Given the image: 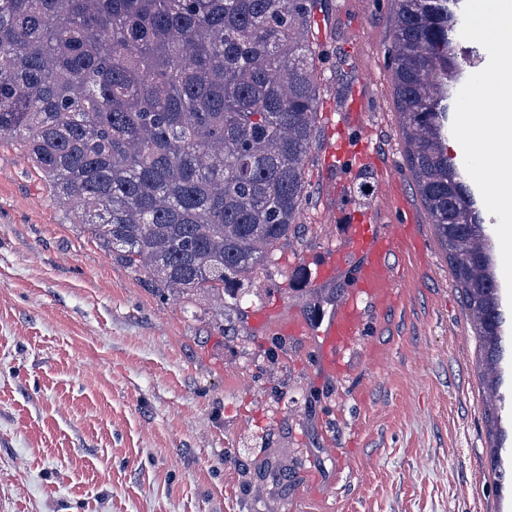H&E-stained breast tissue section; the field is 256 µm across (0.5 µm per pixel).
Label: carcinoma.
<instances>
[{
  "label": "carcinoma",
  "mask_w": 512,
  "mask_h": 512,
  "mask_svg": "<svg viewBox=\"0 0 512 512\" xmlns=\"http://www.w3.org/2000/svg\"><path fill=\"white\" fill-rule=\"evenodd\" d=\"M462 0H394L418 194L488 370L503 326L475 194L448 155ZM319 0H0V135L92 237L175 295L237 296L307 199Z\"/></svg>",
  "instance_id": "1"
}]
</instances>
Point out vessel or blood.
<instances>
[{
	"label": "vessel or blood",
	"instance_id": "1",
	"mask_svg": "<svg viewBox=\"0 0 512 512\" xmlns=\"http://www.w3.org/2000/svg\"><path fill=\"white\" fill-rule=\"evenodd\" d=\"M364 120L360 102L351 101L336 124V141L328 154L340 166L347 162L357 168L371 165L379 191L395 189L399 177L392 165L372 151L369 135H361L354 142L348 139V128L363 125ZM344 188V181L327 182V211L332 221L343 222L344 230L339 245L329 249L317 264L312 284L317 287L348 274L352 285L326 320L312 322L292 313L275 326L283 336L317 338V365L335 378L350 370V356L359 346L367 307L383 309L399 301L392 259L407 252L411 241L419 237L418 225L385 223L379 208L360 210L339 205Z\"/></svg>",
	"mask_w": 512,
	"mask_h": 512
}]
</instances>
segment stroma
<instances>
[{
  "instance_id": "1",
  "label": "stroma",
  "mask_w": 512,
  "mask_h": 512,
  "mask_svg": "<svg viewBox=\"0 0 512 512\" xmlns=\"http://www.w3.org/2000/svg\"><path fill=\"white\" fill-rule=\"evenodd\" d=\"M307 202L241 296H175L95 243L0 136V512H512L490 467L512 418L486 404L474 321L414 189L389 62L394 0H321ZM401 177L381 206L421 227L401 299L369 311L344 377L252 324L329 314L307 285L336 244L325 166L353 94Z\"/></svg>"
}]
</instances>
